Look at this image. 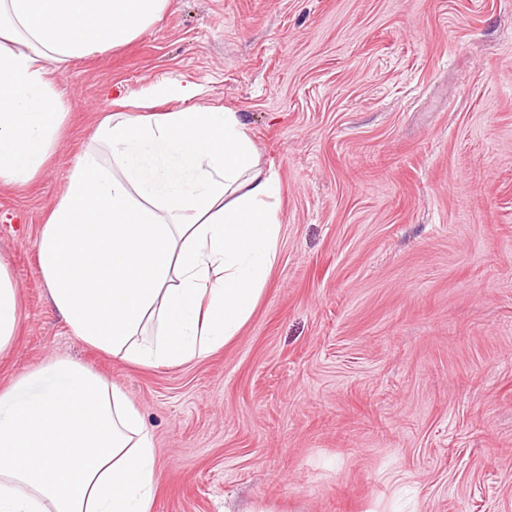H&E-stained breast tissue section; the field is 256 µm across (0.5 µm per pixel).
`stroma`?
<instances>
[{
  "mask_svg": "<svg viewBox=\"0 0 512 512\" xmlns=\"http://www.w3.org/2000/svg\"><path fill=\"white\" fill-rule=\"evenodd\" d=\"M185 74L278 172V259L231 342L144 367L72 336L36 237L98 123L184 109L144 94ZM55 81L49 167L0 187V389L51 357L122 388L152 512H512V0H171ZM19 323V292L7 261L0 258V354L13 345Z\"/></svg>",
  "mask_w": 512,
  "mask_h": 512,
  "instance_id": "35a3bbf8",
  "label": "stroma"
}]
</instances>
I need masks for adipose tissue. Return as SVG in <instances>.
Returning a JSON list of instances; mask_svg holds the SVG:
<instances>
[{"instance_id": "ef3b65f1", "label": "adipose tissue", "mask_w": 512, "mask_h": 512, "mask_svg": "<svg viewBox=\"0 0 512 512\" xmlns=\"http://www.w3.org/2000/svg\"><path fill=\"white\" fill-rule=\"evenodd\" d=\"M170 0H0V186L48 167L65 124L60 65L125 45ZM112 115L74 161L36 239L73 336L144 366L207 357L238 336L278 258L280 180L236 112ZM19 292L0 259V354ZM159 481L138 408L86 365L54 358L0 390V512H151Z\"/></svg>"}]
</instances>
